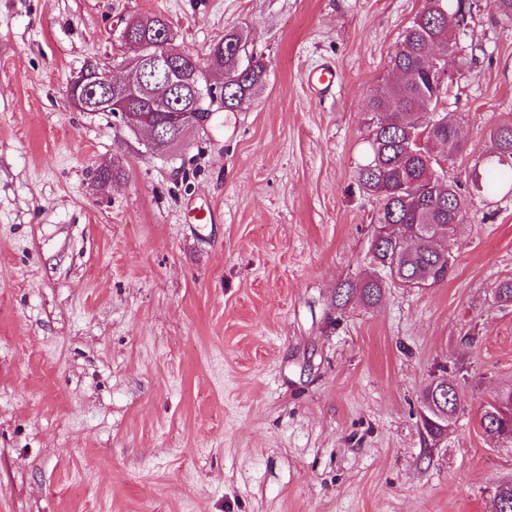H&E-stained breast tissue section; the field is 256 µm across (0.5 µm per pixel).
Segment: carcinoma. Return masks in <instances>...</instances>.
Here are the masks:
<instances>
[{
    "mask_svg": "<svg viewBox=\"0 0 512 512\" xmlns=\"http://www.w3.org/2000/svg\"><path fill=\"white\" fill-rule=\"evenodd\" d=\"M441 2L444 11L413 19L389 57V67L404 78L370 95L369 110L382 115V119L367 141L357 182L362 192L381 201L371 237L372 259L381 274L341 285L337 292L339 307L353 299L365 305L377 303L389 279L404 288L433 287L445 281L451 269L452 252L441 242L457 238L465 199L454 183L445 180L440 165L430 163V155L410 148L413 140L426 131L443 145L450 160L466 150L456 126L441 123L440 103L446 87L440 85L437 76L426 73L424 65L433 53L446 54L458 44L459 30L450 25H464L472 4L468 0ZM123 29L127 38L146 46L171 37L168 23L158 16L134 18L125 22ZM209 60L224 70L226 111L248 103L263 83L264 64L249 54L246 41L237 32L224 34V39L211 47ZM174 74L186 83L207 84L200 60L189 52L175 62ZM120 109L160 127L167 124L166 113L154 109L142 97L129 99L120 104ZM490 143L485 158L487 172L474 180L475 190L485 197L512 189V124L494 128ZM420 404V425L434 443L456 423L458 387L446 376L436 377L423 392ZM480 425L490 437L504 441L512 437V416L503 414L493 403L482 411ZM497 490L498 512H512V479L499 481Z\"/></svg>",
    "mask_w": 512,
    "mask_h": 512,
    "instance_id": "carcinoma-1",
    "label": "carcinoma"
}]
</instances>
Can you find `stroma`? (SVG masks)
<instances>
[{
    "label": "stroma",
    "mask_w": 512,
    "mask_h": 512,
    "mask_svg": "<svg viewBox=\"0 0 512 512\" xmlns=\"http://www.w3.org/2000/svg\"><path fill=\"white\" fill-rule=\"evenodd\" d=\"M425 0H0V512H493L512 444L480 413L512 390V193L482 196L512 123V22L473 0L444 111L467 151L447 279L336 305L370 268L378 199L356 180L371 92ZM164 18L207 59L238 30L250 105L154 153L68 86L128 73L125 21ZM327 64L336 93L305 76ZM118 166L106 188L96 171ZM211 210L200 224L195 209ZM461 409L429 449L420 396Z\"/></svg>",
    "instance_id": "35a3bbf8"
}]
</instances>
